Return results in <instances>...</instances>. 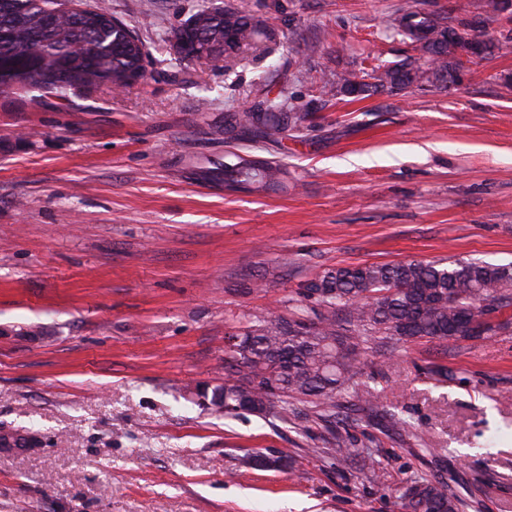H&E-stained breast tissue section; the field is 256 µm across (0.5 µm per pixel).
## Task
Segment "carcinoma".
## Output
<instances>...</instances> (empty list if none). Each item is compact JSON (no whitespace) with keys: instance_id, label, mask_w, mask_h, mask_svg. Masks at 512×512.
I'll use <instances>...</instances> for the list:
<instances>
[{"instance_id":"cac0c4a2","label":"carcinoma","mask_w":512,"mask_h":512,"mask_svg":"<svg viewBox=\"0 0 512 512\" xmlns=\"http://www.w3.org/2000/svg\"><path fill=\"white\" fill-rule=\"evenodd\" d=\"M52 0H0V95L43 92L58 100L90 94L107 86L133 85L146 48L136 30L112 25V12L86 0V9L63 11L48 19ZM440 18L411 8L390 27L419 43L431 67L406 59L378 64L362 77L339 79L336 91L364 97L387 88L402 91L448 83L462 65L472 35L467 25L457 40L436 30ZM236 54L265 33L262 20L243 11L235 19ZM180 58L224 55V14L204 0L174 34ZM305 112L288 111L287 100L265 99L246 112L224 113V137L277 142L297 128ZM285 170L275 161L236 156L224 178L273 190L283 185ZM303 297L314 318L258 319L224 337V383L204 396L226 415L258 405L259 416L288 409L292 401L308 403L325 420L335 418L336 397L348 393L358 408L375 407L374 390L358 386L361 344L475 339L494 330L481 324L485 315L512 305V267L485 262L406 261L336 266L306 283ZM312 452L347 465L362 449L338 441ZM403 512H459L460 500L440 478L412 479L398 490Z\"/></svg>"}]
</instances>
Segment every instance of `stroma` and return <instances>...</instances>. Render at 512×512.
Instances as JSON below:
<instances>
[{
	"label": "stroma",
	"instance_id": "stroma-1",
	"mask_svg": "<svg viewBox=\"0 0 512 512\" xmlns=\"http://www.w3.org/2000/svg\"><path fill=\"white\" fill-rule=\"evenodd\" d=\"M135 27L147 76L122 91L0 95V512H402L410 478L447 481L460 512H512V306L468 341L365 343L360 382L411 433L357 411L328 432L215 413L224 336L298 315L301 285L363 263L512 262V7L496 0H214L268 34L213 65L172 34L201 0H102ZM471 24L483 54L448 89L337 94L339 77L421 49L406 6ZM285 96L280 143L229 140L224 114ZM279 161L282 190L229 193L234 155ZM371 454L315 456L330 435ZM289 466L245 464L247 454Z\"/></svg>",
	"mask_w": 512,
	"mask_h": 512
}]
</instances>
